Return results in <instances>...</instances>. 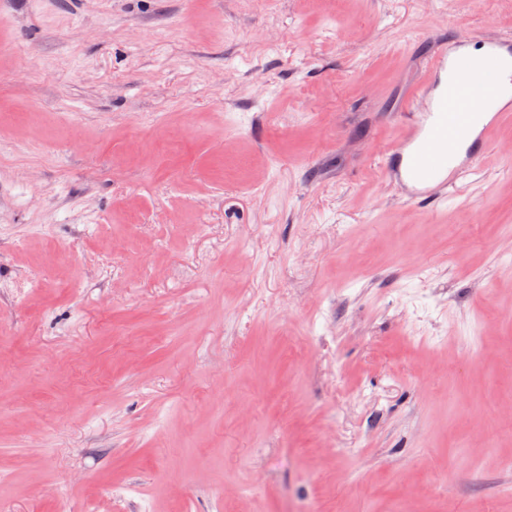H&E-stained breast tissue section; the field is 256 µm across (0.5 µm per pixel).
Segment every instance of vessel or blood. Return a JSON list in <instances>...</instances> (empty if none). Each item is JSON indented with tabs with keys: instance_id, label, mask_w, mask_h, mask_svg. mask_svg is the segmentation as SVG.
<instances>
[{
	"instance_id": "obj_1",
	"label": "vessel or blood",
	"mask_w": 512,
	"mask_h": 512,
	"mask_svg": "<svg viewBox=\"0 0 512 512\" xmlns=\"http://www.w3.org/2000/svg\"><path fill=\"white\" fill-rule=\"evenodd\" d=\"M414 96L422 112L383 168L409 199L425 200L488 156L512 105V38H486L475 53L468 41L454 40L428 58Z\"/></svg>"
}]
</instances>
